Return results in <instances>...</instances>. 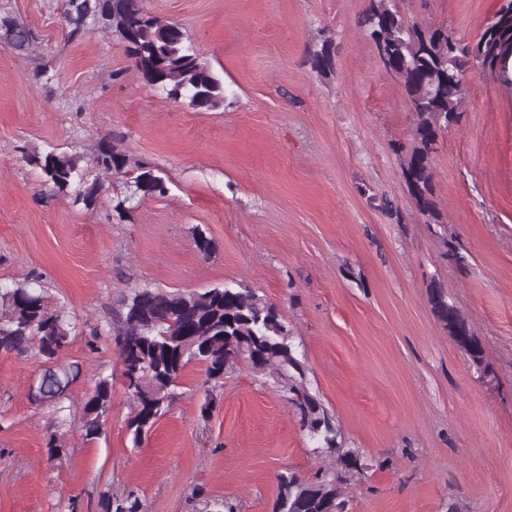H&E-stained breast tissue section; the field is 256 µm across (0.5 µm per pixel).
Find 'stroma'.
Returning <instances> with one entry per match:
<instances>
[{"instance_id": "35a3bbf8", "label": "stroma", "mask_w": 512, "mask_h": 512, "mask_svg": "<svg viewBox=\"0 0 512 512\" xmlns=\"http://www.w3.org/2000/svg\"><path fill=\"white\" fill-rule=\"evenodd\" d=\"M501 3L399 7L474 41ZM368 4L145 0L223 80V107L202 112L146 85L102 23L69 39L62 0H0L35 37L27 52L0 38V283L40 274L48 305L75 324L60 355L82 365L75 420L99 377L120 373L108 328L123 293L253 288L279 308L341 446L366 466L346 488L353 512H512V65L468 79L433 155L440 221L427 223L393 150L413 136L404 90L359 25ZM328 41L323 72L311 55ZM104 143L126 156L122 173L92 167ZM52 148L104 183L95 207L49 196L32 158ZM142 163L166 190L119 214ZM452 245L464 265L448 261ZM433 287L482 341L492 383L434 316ZM41 369L35 354L0 353V512H103L108 489L134 491L142 512H199L205 499L272 512L281 472L336 469L246 364L216 383L189 366L137 446L122 385L86 442L30 396ZM51 432L62 457L49 455Z\"/></svg>"}]
</instances>
